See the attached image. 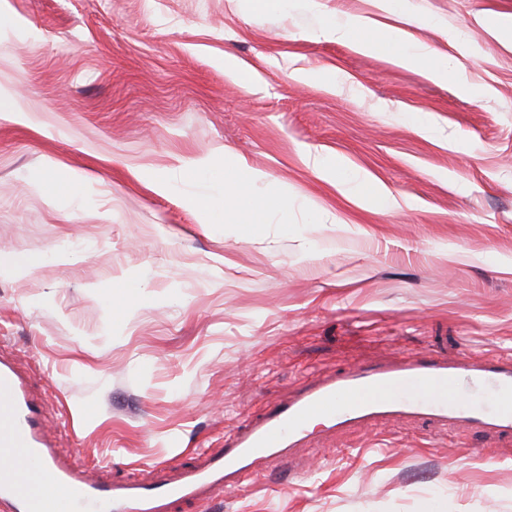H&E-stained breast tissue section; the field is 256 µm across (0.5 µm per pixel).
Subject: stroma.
Returning a JSON list of instances; mask_svg holds the SVG:
<instances>
[{"label": "stroma", "instance_id": "35a3bbf8", "mask_svg": "<svg viewBox=\"0 0 512 512\" xmlns=\"http://www.w3.org/2000/svg\"><path fill=\"white\" fill-rule=\"evenodd\" d=\"M411 3L467 91L321 36L371 0H0V352L60 447L144 479L350 365L512 356V0ZM198 512H512V439L318 424Z\"/></svg>", "mask_w": 512, "mask_h": 512}]
</instances>
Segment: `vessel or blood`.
I'll list each match as a JSON object with an SVG mask.
<instances>
[{
  "label": "vessel or blood",
  "mask_w": 512,
  "mask_h": 512,
  "mask_svg": "<svg viewBox=\"0 0 512 512\" xmlns=\"http://www.w3.org/2000/svg\"><path fill=\"white\" fill-rule=\"evenodd\" d=\"M466 389L490 392L491 404L463 398ZM389 416L480 425L512 437V359L451 362L426 353L356 364L304 385L172 477L117 483L83 464L79 449L64 450L49 439L22 376L0 356V452L15 466L39 463L25 482L12 470L0 471V512H177L208 503L214 488L236 490L240 476L296 447L313 420L342 429Z\"/></svg>",
  "instance_id": "1"
}]
</instances>
